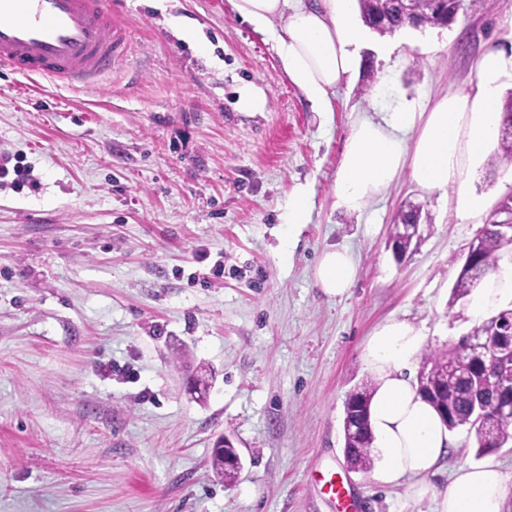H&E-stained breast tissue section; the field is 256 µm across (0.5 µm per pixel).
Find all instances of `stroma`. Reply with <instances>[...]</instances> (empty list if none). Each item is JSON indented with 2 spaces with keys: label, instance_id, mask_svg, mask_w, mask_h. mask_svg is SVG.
<instances>
[{
  "label": "stroma",
  "instance_id": "obj_1",
  "mask_svg": "<svg viewBox=\"0 0 512 512\" xmlns=\"http://www.w3.org/2000/svg\"><path fill=\"white\" fill-rule=\"evenodd\" d=\"M117 7L130 47L107 91L0 73V155L34 178L0 179V512H340L324 472L356 512H428L348 469L344 402L385 320L422 329L425 354L473 328L451 292L482 228L406 174L338 209L336 172L358 117L469 91L479 55L512 43V0L371 33L325 113L229 0ZM247 87L260 109L241 107ZM473 188L493 209L512 163H479ZM411 205L422 234L400 262L389 232ZM331 247L358 263L337 298L313 278ZM223 435L231 484L210 464ZM309 200L306 194L297 193L288 203V212L285 218V224L297 226L307 224L309 220Z\"/></svg>",
  "mask_w": 512,
  "mask_h": 512
}]
</instances>
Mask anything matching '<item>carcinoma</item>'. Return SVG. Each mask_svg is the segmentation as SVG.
Here are the masks:
<instances>
[{"label":"carcinoma","mask_w":512,"mask_h":512,"mask_svg":"<svg viewBox=\"0 0 512 512\" xmlns=\"http://www.w3.org/2000/svg\"><path fill=\"white\" fill-rule=\"evenodd\" d=\"M361 18L371 30L381 34H393L405 27L425 29L427 27H448L456 19L461 8L460 0H414L412 19H405L399 11L398 0H357ZM502 120L498 145L487 160V167L494 169L507 161L512 163V93L501 108ZM412 219L409 212L402 210L397 223L392 225L390 237L393 245L400 247L402 254L411 250L413 240L405 236V224ZM507 246L493 227L484 229L480 237V265L482 273L497 268L502 249ZM478 285L477 278L467 269L460 271L452 288V300L468 296ZM507 326L512 322V309L497 314L475 325L469 332L471 336L487 335V326L492 322ZM466 338H461L450 348L432 352L424 357V372L418 378L419 393L440 413L448 429L460 426L468 427L474 434L476 456L491 453L512 441V419L501 415V408L512 405V387L504 386L494 376L483 378L481 390L482 415L475 419L472 404L475 389L472 377L483 372V368L471 362L463 354L462 347ZM376 386L370 381L361 383L354 389L355 396L362 402L364 413L355 417L356 432L344 436V453L347 463L362 472L373 466L372 448L374 436L370 427V404ZM232 442L220 438L212 450V465L216 473L224 475V480L236 479L237 468L224 463L231 455Z\"/></svg>","instance_id":"carcinoma-1"}]
</instances>
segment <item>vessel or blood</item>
Instances as JSON below:
<instances>
[{"label":"vessel or blood","mask_w":512,"mask_h":512,"mask_svg":"<svg viewBox=\"0 0 512 512\" xmlns=\"http://www.w3.org/2000/svg\"><path fill=\"white\" fill-rule=\"evenodd\" d=\"M127 44L108 0H0V71L97 91Z\"/></svg>","instance_id":"obj_1"}]
</instances>
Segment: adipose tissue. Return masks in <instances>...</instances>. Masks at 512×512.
<instances>
[{
    "instance_id": "1",
    "label": "adipose tissue",
    "mask_w": 512,
    "mask_h": 512,
    "mask_svg": "<svg viewBox=\"0 0 512 512\" xmlns=\"http://www.w3.org/2000/svg\"><path fill=\"white\" fill-rule=\"evenodd\" d=\"M353 0H316L290 5L289 0H231L235 13L265 32L274 43L290 81L316 111L331 109L330 96L358 65L366 31L354 18ZM282 19L274 28V19ZM512 81V53L486 50L470 91L448 93L422 110L402 108L381 118H358L345 140L336 173L339 207L358 211L380 195L401 173L421 190L453 188L456 210L470 216L483 207L465 189L473 164L488 153L499 125V92ZM357 266L345 249H329L318 259L314 276L326 295H344ZM512 298V266L484 282L468 313L482 320ZM423 344L420 330L389 320L370 335L364 362L377 380L370 406L374 446L380 457L376 478L387 485H406L417 499H430L433 512H505L512 494V473L494 462L456 467L447 485L432 478L448 463L454 442L439 413L417 392L406 375Z\"/></svg>"
}]
</instances>
